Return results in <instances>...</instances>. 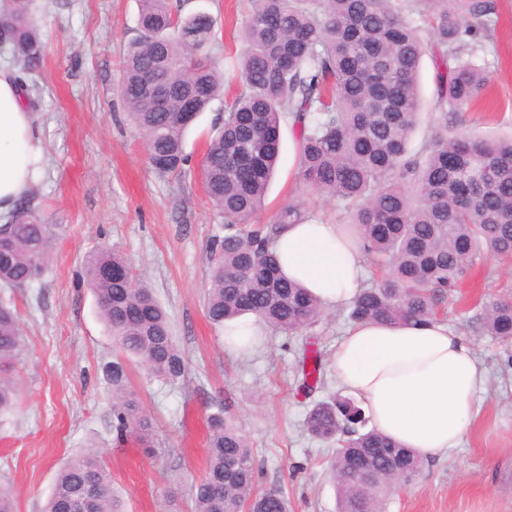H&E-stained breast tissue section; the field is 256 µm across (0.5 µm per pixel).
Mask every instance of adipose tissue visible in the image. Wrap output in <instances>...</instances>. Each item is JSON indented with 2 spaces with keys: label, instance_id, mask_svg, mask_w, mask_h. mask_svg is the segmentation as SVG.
<instances>
[{
  "label": "adipose tissue",
  "instance_id": "ef3b65f1",
  "mask_svg": "<svg viewBox=\"0 0 512 512\" xmlns=\"http://www.w3.org/2000/svg\"><path fill=\"white\" fill-rule=\"evenodd\" d=\"M40 129L14 74L0 68V215L40 178ZM280 271L328 309L350 305L365 277L352 225L311 216L275 243ZM254 316L224 324V346L245 356L268 336ZM338 384L360 400L372 425L422 458L458 447L477 410L485 371L472 344L441 321L390 326L353 323L331 358Z\"/></svg>",
  "mask_w": 512,
  "mask_h": 512
}]
</instances>
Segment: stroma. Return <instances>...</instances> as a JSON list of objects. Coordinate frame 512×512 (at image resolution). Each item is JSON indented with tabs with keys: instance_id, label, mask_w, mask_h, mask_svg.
Listing matches in <instances>:
<instances>
[{
	"instance_id": "obj_1",
	"label": "stroma",
	"mask_w": 512,
	"mask_h": 512,
	"mask_svg": "<svg viewBox=\"0 0 512 512\" xmlns=\"http://www.w3.org/2000/svg\"><path fill=\"white\" fill-rule=\"evenodd\" d=\"M183 13L214 19L212 57L235 84L231 58L239 50L242 0H181ZM42 36L40 63L24 70L0 50V68L23 76L42 130L45 167L28 192L46 223L55 225L46 271L24 288L0 286V301L19 317L25 349L11 376L16 404L0 415V482L11 485L17 512H41L59 468L94 444L103 451L125 512H189L187 489L205 471L207 418L226 407L255 455L259 489L279 488L291 512H337L329 465L337 444L312 438L305 417L341 391L333 371L313 393L297 387L305 333H271L246 357L224 347V330L204 311L210 286L208 245L223 235L221 217L199 180V165L220 103L190 129L191 160L179 177L157 174L142 140L116 97L123 57L137 35L136 0H30ZM490 95L453 121L477 138L512 135V0H498L494 42L487 56ZM435 64L420 69L422 108L410 149L418 151L443 117L432 102ZM290 123L282 125L281 153L260 219L288 204L330 224L345 213L299 179ZM103 248L126 255L170 314L171 331L186 365L176 383L147 377L127 359L128 382L152 423L150 443L117 437L112 387L104 367L117 348L82 280L87 258ZM512 296V259L477 262L442 321L468 339L486 374L480 411L448 456L426 461L419 477L396 486L384 512H512V345L488 336L478 316L492 298Z\"/></svg>"
}]
</instances>
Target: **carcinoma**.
Segmentation results:
<instances>
[{"instance_id": "cac0c4a2", "label": "carcinoma", "mask_w": 512, "mask_h": 512, "mask_svg": "<svg viewBox=\"0 0 512 512\" xmlns=\"http://www.w3.org/2000/svg\"><path fill=\"white\" fill-rule=\"evenodd\" d=\"M139 36L126 48L119 85L128 116L141 136L151 167L179 176L189 163L176 104L194 99L199 115L222 102L200 164L203 189L224 218V236L211 239L208 320L217 326L244 314L276 332L317 326L319 301L283 277L273 249L290 224L308 212L282 207L272 221L256 222L280 153L281 124L288 119L299 170L310 191L336 203L358 232L364 257L381 273L349 306L351 321L425 323L445 313L476 260L512 258V137L479 140L448 130L431 135L426 154L409 150L420 110L419 68L436 66L434 109L455 117L488 91L485 54L498 0H248L240 31L239 91L224 89V73L208 46L214 20L206 12L181 13L171 0H137ZM28 0L0 10V40L14 59L40 62L44 42L28 20ZM155 84L162 94L147 91ZM53 225L20 199L0 224V283L23 288L49 260ZM109 266L131 268L117 250L86 261L85 275L99 315L119 351L138 358L147 375L175 382L184 357L168 311L135 276L126 282L102 275ZM490 336L512 342V300L486 304L480 314ZM23 348L15 311L0 303V367ZM303 378L322 381L316 341L303 343ZM16 384L0 376V412L11 410ZM346 396L316 404L306 431L339 444L331 461L338 512H381L398 484L414 481L424 460L375 429ZM112 422L120 434L148 429L139 398L120 360L112 362ZM205 474L191 484L192 512H289L276 489L256 488L252 448L220 411L207 418ZM96 512H123L102 453L89 448L60 469L43 512H75L88 488Z\"/></svg>"}]
</instances>
